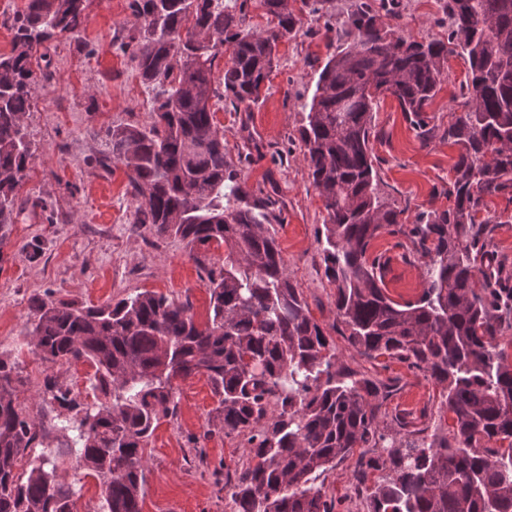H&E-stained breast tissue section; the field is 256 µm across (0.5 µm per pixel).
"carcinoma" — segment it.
Here are the masks:
<instances>
[{
    "label": "carcinoma",
    "mask_w": 512,
    "mask_h": 512,
    "mask_svg": "<svg viewBox=\"0 0 512 512\" xmlns=\"http://www.w3.org/2000/svg\"><path fill=\"white\" fill-rule=\"evenodd\" d=\"M256 2L277 21L263 33L244 25L248 0H131L135 23L116 45L157 93L150 124L112 129V157L101 165L125 166L133 223L181 240L205 269L206 325L190 305L149 291L90 307L50 292L32 306L36 357L95 368L104 400L84 403L50 375L43 394L72 433L78 466L100 481L101 512H140L144 448L176 415L173 382L197 374L218 397L209 425L248 448L227 481L234 512H334L312 474L357 448L381 449L359 462L362 474L387 472L370 512H512V362L496 343L512 319V272L490 245L501 219L477 218L487 196L512 201V0H446L448 38L422 42L405 33L397 0L378 9L365 0L348 19L353 40L320 68L299 129L328 216L319 244L343 334L361 355L403 360L442 386L451 428L439 423L416 440L380 427L388 390L343 365L288 276L270 230L278 200L250 189L224 153L210 101L257 103L279 43L302 23L287 0ZM85 22V0H26L10 20L12 48L0 54V230L22 210L16 194L34 158L23 119L50 76L51 42ZM224 45L232 51L221 91L212 69ZM453 54L468 64L467 110L446 131L459 149L453 204L407 225L379 188L375 105L394 86L391 96L429 139L421 113ZM382 233L430 258L413 301L388 295L385 262L368 255ZM212 243L224 247L216 269L195 253ZM20 385L16 363L0 358V512H73L76 491L58 479L56 458L41 454L16 470L42 425L18 402Z\"/></svg>",
    "instance_id": "1"
}]
</instances>
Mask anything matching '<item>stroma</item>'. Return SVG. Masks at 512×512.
Listing matches in <instances>:
<instances>
[{"instance_id": "stroma-1", "label": "stroma", "mask_w": 512, "mask_h": 512, "mask_svg": "<svg viewBox=\"0 0 512 512\" xmlns=\"http://www.w3.org/2000/svg\"><path fill=\"white\" fill-rule=\"evenodd\" d=\"M360 0H331L326 21L305 22L296 36L279 45L278 63L259 102L236 112L215 98L211 108L224 132V151L237 161L250 188L275 192L283 203L281 222L272 224L288 274L301 292L310 316L329 329L345 365L391 391L380 414L388 424L407 416L412 430L433 426L440 414L442 388L424 373L397 359L359 355L335 331L336 288L324 276L317 243L327 218L311 184L298 141L318 70L346 38L347 20ZM405 30L417 39L448 35L445 0H399ZM87 21L78 37L55 40L52 78L34 96L25 115L35 158L20 198H40L44 212L9 225L0 247V357L19 364L24 384L19 400L46 421L33 455L60 454V480L74 485V512H97L100 487L66 452L70 434L61 430L50 403L39 395L45 375L93 401V367L86 362L52 365L31 351L26 329L34 298L45 293L79 305H99L142 291L189 302L197 323L209 318L210 294L203 273L178 239L156 238L133 224L128 178L121 164L99 165L111 150L117 127L150 120L151 92L140 82L130 58L112 39L130 21L129 0H86ZM333 33H326V26ZM466 61L449 56L441 88L426 117L434 135L422 140L397 101L382 98L375 114L371 147L379 163L380 184L396 205L405 207L403 223L430 209L449 206L448 182L458 149L444 136L454 115L463 111L459 84ZM382 256L385 287L397 301L418 298L427 260L401 236L381 235L370 248ZM177 415L161 420L147 448L140 512H232L224 482L244 458V440L208 429L216 405L205 375L178 381ZM358 457L317 473L315 486L335 502V512H368L375 472L360 476Z\"/></svg>"}]
</instances>
